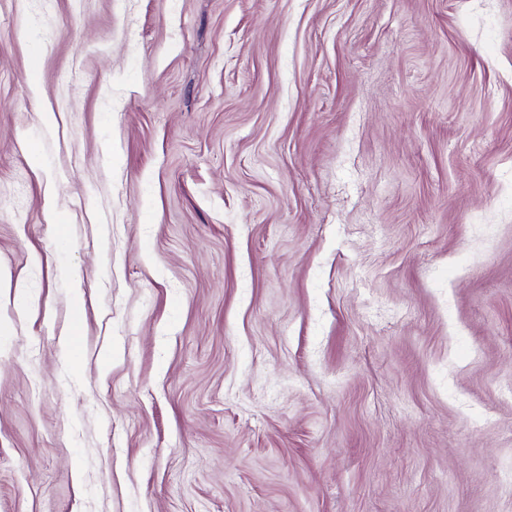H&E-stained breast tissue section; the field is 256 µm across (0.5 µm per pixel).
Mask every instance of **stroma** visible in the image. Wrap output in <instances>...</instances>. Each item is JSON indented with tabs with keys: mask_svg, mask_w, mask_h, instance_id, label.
<instances>
[{
	"mask_svg": "<svg viewBox=\"0 0 512 512\" xmlns=\"http://www.w3.org/2000/svg\"><path fill=\"white\" fill-rule=\"evenodd\" d=\"M512 0H0V512H512Z\"/></svg>",
	"mask_w": 512,
	"mask_h": 512,
	"instance_id": "obj_1",
	"label": "stroma"
}]
</instances>
